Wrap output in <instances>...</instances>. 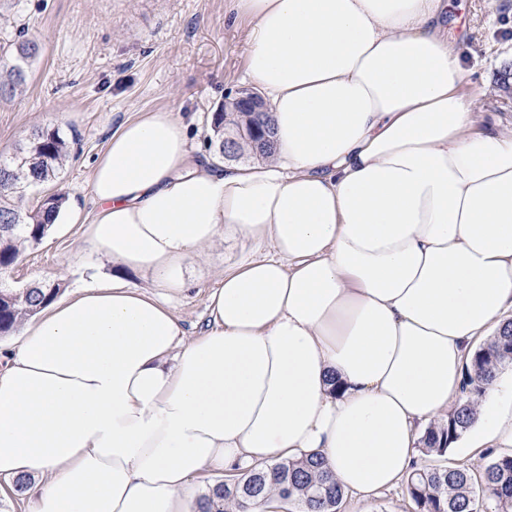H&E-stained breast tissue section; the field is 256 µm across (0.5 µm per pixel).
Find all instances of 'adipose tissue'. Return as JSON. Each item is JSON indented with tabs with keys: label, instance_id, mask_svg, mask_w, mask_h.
I'll use <instances>...</instances> for the list:
<instances>
[{
	"label": "adipose tissue",
	"instance_id": "adipose-tissue-1",
	"mask_svg": "<svg viewBox=\"0 0 512 512\" xmlns=\"http://www.w3.org/2000/svg\"><path fill=\"white\" fill-rule=\"evenodd\" d=\"M275 155L193 153L167 110L93 165L85 245L151 291L92 279L28 324L0 369V477L31 512H188L204 471L320 453L372 494L415 464L480 341L512 308V130L480 126L442 0H231ZM225 268L188 336L180 293ZM512 447V375L465 432ZM250 246L241 242H230L214 251L206 263L197 268L195 282L183 294L173 295L171 307L180 319L189 336L200 334L206 322V298L209 289L214 287L225 266L233 263L241 255L247 254ZM227 260V261H226Z\"/></svg>",
	"mask_w": 512,
	"mask_h": 512
}]
</instances>
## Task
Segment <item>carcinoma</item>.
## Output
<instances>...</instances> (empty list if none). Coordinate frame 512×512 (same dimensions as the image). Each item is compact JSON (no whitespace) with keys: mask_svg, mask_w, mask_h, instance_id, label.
<instances>
[{"mask_svg":"<svg viewBox=\"0 0 512 512\" xmlns=\"http://www.w3.org/2000/svg\"><path fill=\"white\" fill-rule=\"evenodd\" d=\"M39 52L37 43L22 41L15 46L13 64L0 95L11 94L24 84L25 65ZM234 100L214 112L210 145L224 158V128L246 125V112L234 111ZM269 158L274 146L263 147L254 136L238 138L236 151L245 150ZM71 153L70 143L59 130L44 128L32 133L8 160L0 159V273L15 266L23 252L42 242L67 197L60 191L22 205L26 194L59 180ZM61 284L32 287L22 292L0 288V335L44 310L55 300ZM512 364V320L502 323L496 335L479 346L466 369L465 396L448 416L429 425L421 439L420 452L443 457L473 422L476 399L500 368ZM412 512H512V453L497 455L476 474L467 465L416 466L406 481ZM346 492L317 454L297 459L277 458L256 465L231 482L216 485L211 495L197 503L199 512H256L274 503H292L297 512H339Z\"/></svg>","mask_w":512,"mask_h":512,"instance_id":"carcinoma-1","label":"carcinoma"}]
</instances>
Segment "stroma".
<instances>
[{
	"label": "stroma",
	"instance_id": "stroma-1",
	"mask_svg": "<svg viewBox=\"0 0 512 512\" xmlns=\"http://www.w3.org/2000/svg\"><path fill=\"white\" fill-rule=\"evenodd\" d=\"M466 36V90L481 121L512 125V0H447ZM228 0H0V53L37 42L22 91L0 97V158L35 130L58 129L71 144L60 175L66 206L80 219L52 227L43 242L0 274L18 291L60 284L72 294L112 265L84 250L83 217L93 210L92 165L127 119L166 109L190 121L194 149L208 152L212 115L247 88L245 29L225 23ZM231 242L196 271L171 307L188 335L206 322V298L225 263L247 254ZM340 512H411L405 486L370 497L348 495Z\"/></svg>",
	"mask_w": 512,
	"mask_h": 512
}]
</instances>
